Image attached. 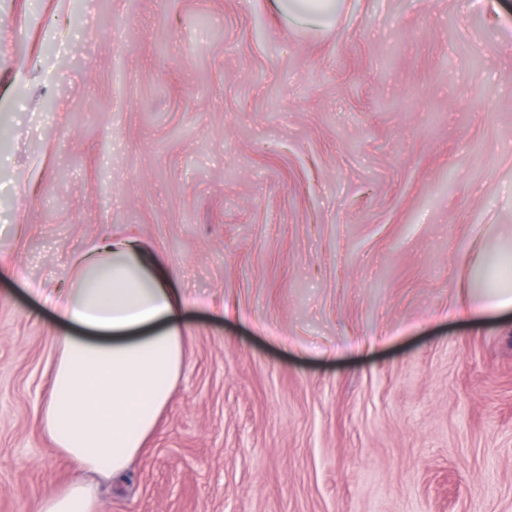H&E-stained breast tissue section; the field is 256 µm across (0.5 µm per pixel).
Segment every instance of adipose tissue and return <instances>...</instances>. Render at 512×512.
<instances>
[{"mask_svg":"<svg viewBox=\"0 0 512 512\" xmlns=\"http://www.w3.org/2000/svg\"><path fill=\"white\" fill-rule=\"evenodd\" d=\"M154 263L137 238H106L75 258L61 294L45 298L81 333L57 339L41 423L91 478L43 499L38 512H99L97 479L124 473L156 427L181 368L183 300L153 274Z\"/></svg>","mask_w":512,"mask_h":512,"instance_id":"1","label":"adipose tissue"}]
</instances>
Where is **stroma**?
<instances>
[{"instance_id": "obj_1", "label": "stroma", "mask_w": 512, "mask_h": 512, "mask_svg": "<svg viewBox=\"0 0 512 512\" xmlns=\"http://www.w3.org/2000/svg\"><path fill=\"white\" fill-rule=\"evenodd\" d=\"M0 512L80 479L42 294L135 233L182 365L100 512H512V0H0ZM334 0H275L277 6L288 13L307 14L317 12L322 18L329 8V5H322ZM483 309H510L512 308V280L495 281L493 288H488L485 295Z\"/></svg>"}]
</instances>
